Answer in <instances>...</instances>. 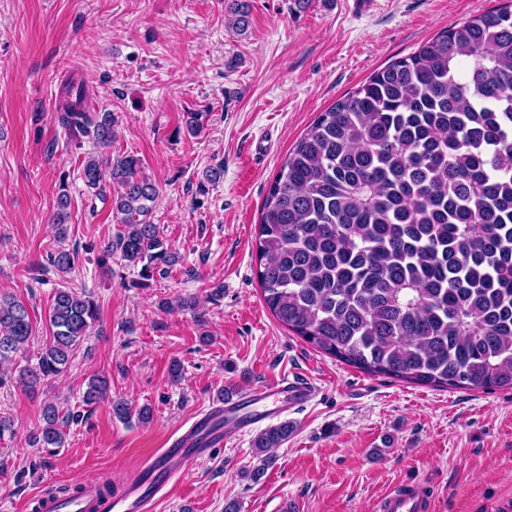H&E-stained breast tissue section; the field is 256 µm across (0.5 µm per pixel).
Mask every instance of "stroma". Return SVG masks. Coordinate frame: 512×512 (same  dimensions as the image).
Returning <instances> with one entry per match:
<instances>
[{"instance_id": "1", "label": "stroma", "mask_w": 512, "mask_h": 512, "mask_svg": "<svg viewBox=\"0 0 512 512\" xmlns=\"http://www.w3.org/2000/svg\"><path fill=\"white\" fill-rule=\"evenodd\" d=\"M247 27L228 24L233 2ZM502 0H0V291L27 307L33 335L15 367L50 340L56 289L99 305V330L64 371L28 393L0 386V512H21L47 486L81 479L121 488L139 459L211 399L293 375L317 392L277 415L294 432L260 479L252 408L224 418L226 440L192 462L154 512H377L395 485H433L434 512H512V390L444 389L371 374L320 353L263 302L254 275L260 209L289 149L320 112L451 25ZM91 111L112 113V157L133 156L158 185L150 215L177 262L143 280L136 267L95 258L120 228L115 188L92 197L82 164L95 147L58 124L66 83ZM202 113L190 134L188 113ZM220 166L219 182L205 179ZM66 184V247L75 268H49L50 222ZM180 363L182 377L170 368ZM104 375L108 402L85 405ZM54 402L66 424L52 455L33 443ZM149 407L151 419L136 412Z\"/></svg>"}]
</instances>
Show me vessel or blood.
Wrapping results in <instances>:
<instances>
[{
	"instance_id": "vessel-or-blood-1",
	"label": "vessel or blood",
	"mask_w": 512,
	"mask_h": 512,
	"mask_svg": "<svg viewBox=\"0 0 512 512\" xmlns=\"http://www.w3.org/2000/svg\"><path fill=\"white\" fill-rule=\"evenodd\" d=\"M313 395L314 389L308 383L284 376L231 396L214 398L201 420L211 422L221 418L225 409L259 403L269 405L272 413L277 414L281 411L280 397H287L289 406L298 408L309 403ZM193 435V430L189 429L170 436L162 448L143 459L138 479L127 485L121 494L103 497L97 482L83 481L79 484V494L47 502L48 512H150L154 500L168 482L203 456V449L190 445ZM431 504L429 486L414 482L384 493L378 503V512H429Z\"/></svg>"
}]
</instances>
